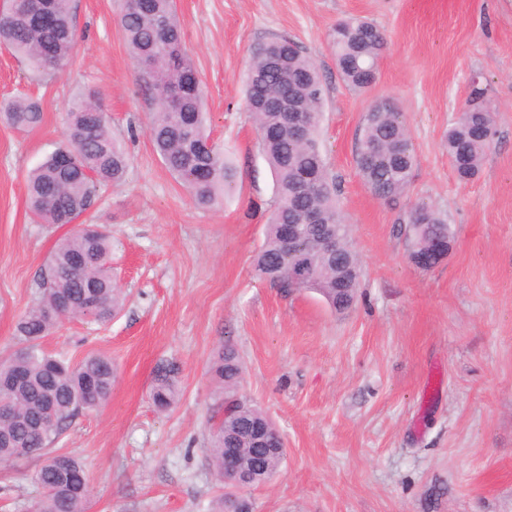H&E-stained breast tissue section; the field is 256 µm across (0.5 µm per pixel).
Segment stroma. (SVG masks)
Instances as JSON below:
<instances>
[{
  "instance_id": "35a3bbf8",
  "label": "stroma",
  "mask_w": 512,
  "mask_h": 512,
  "mask_svg": "<svg viewBox=\"0 0 512 512\" xmlns=\"http://www.w3.org/2000/svg\"><path fill=\"white\" fill-rule=\"evenodd\" d=\"M184 43L207 88L211 140L237 170L221 204L197 207L146 133L152 100L119 25L122 0H71L77 43L65 72L31 82L0 45V102L38 96L43 120L0 119V356L17 349L18 316L60 227L35 223L29 172L64 142L65 106L94 91L130 160L87 215L112 234V273L126 296L112 322L65 320L42 341L73 361L111 358L101 408L55 445L90 478L88 512H210L226 488L204 455L223 417L211 365L235 348L238 393L279 427L278 475L246 491L252 512H512V0H177ZM387 38L375 81L350 88L330 33L342 19ZM274 35L295 40L327 85L321 139L361 261L362 295L347 313L321 295L256 277L274 195L242 76ZM496 110L480 174L457 180L446 139L473 81ZM403 114L417 155L406 194L377 199L355 153L379 100ZM433 205L454 240L430 270L408 259L409 207ZM179 369L168 411L151 399L154 371ZM39 458L0 462V512H24Z\"/></svg>"
}]
</instances>
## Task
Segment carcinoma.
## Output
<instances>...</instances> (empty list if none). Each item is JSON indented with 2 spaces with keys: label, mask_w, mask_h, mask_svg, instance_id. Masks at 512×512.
<instances>
[{
  "label": "carcinoma",
  "mask_w": 512,
  "mask_h": 512,
  "mask_svg": "<svg viewBox=\"0 0 512 512\" xmlns=\"http://www.w3.org/2000/svg\"><path fill=\"white\" fill-rule=\"evenodd\" d=\"M71 0H18L10 19L0 22V44L27 64L37 79L63 72L76 43ZM48 9L55 24L39 21ZM129 54L135 63L147 62L141 76L154 103L148 134L166 169L189 192L200 208L218 204L219 193L237 177L235 168L213 149L202 151L210 135L202 111L203 88L185 90L178 107L164 93L184 85L196 74L188 51L172 56L168 44L183 40L176 0H125L120 16ZM336 68L353 89L371 84L386 47L384 32L374 23L345 19L331 33ZM293 40L273 37L255 49L243 75L246 107L258 133L259 149L273 172L275 195L265 225L264 239L254 262L255 275L282 288H294L291 272L304 264L313 267L304 289L318 292L337 313L355 303L362 267L350 245V227L336 203L338 184L328 172L320 141L325 85L315 61ZM288 101L304 111L306 130L296 139L283 113L273 107L283 88ZM8 121L30 129L42 121L38 98L20 94L0 107ZM495 109L486 101L485 89L473 86L458 121L448 130V160L457 179L467 182L480 171L494 141ZM64 148L72 152L68 167L56 166L49 155L27 179V208L36 222L57 227L94 207L102 188L120 182L128 156L112 134L108 114L91 91L80 93L67 105ZM356 166L366 187L383 201L404 195L417 164L402 114L388 101L369 109L356 148ZM315 223L301 225L298 241L284 243L280 225L295 224L302 214ZM411 251L433 242L452 243L450 226L433 206L418 202L407 214ZM336 237V251L322 247L324 235ZM40 297L18 320L16 331L25 347L0 359V461L14 462L38 455L42 462L31 475L36 496L27 512H87L89 479L82 462L70 454L50 451L52 444L82 413L101 407L112 392V360L91 354L79 362L62 353H48L41 340L63 320L58 301L72 296L92 299L85 317L97 323L112 320L122 310L124 296L112 280V236L99 224H83L65 233L42 270ZM216 386L225 400L234 399L243 365L230 348L224 349L212 368ZM177 368L157 366L152 401L167 410L178 397ZM265 430L268 447L282 439L275 422L260 409L237 400L204 449L208 465L224 479L226 440L243 449L240 470L257 486L280 469L285 451L253 455L251 433Z\"/></svg>",
  "instance_id": "1"
}]
</instances>
